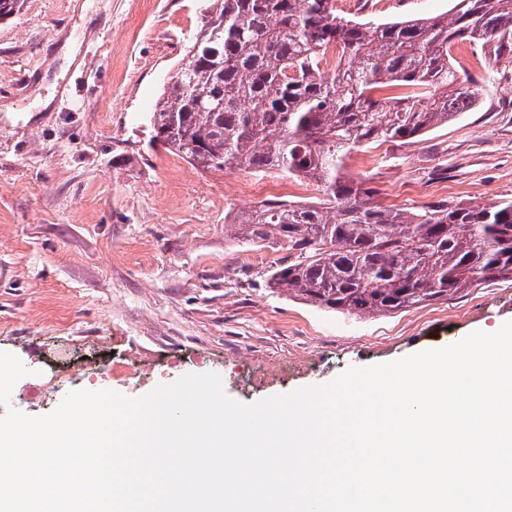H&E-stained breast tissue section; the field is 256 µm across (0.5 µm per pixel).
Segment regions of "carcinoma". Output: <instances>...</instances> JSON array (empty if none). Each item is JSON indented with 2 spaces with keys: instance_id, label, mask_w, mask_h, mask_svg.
Returning <instances> with one entry per match:
<instances>
[{
  "instance_id": "obj_1",
  "label": "carcinoma",
  "mask_w": 512,
  "mask_h": 512,
  "mask_svg": "<svg viewBox=\"0 0 512 512\" xmlns=\"http://www.w3.org/2000/svg\"><path fill=\"white\" fill-rule=\"evenodd\" d=\"M459 42L512 56V0H450L445 15L385 23L347 20L336 0H209L150 124L199 168L276 171L321 192L317 205L266 200L224 217L240 242L297 253L273 266L270 292L359 316L429 304L512 280V198L396 209L344 162L476 109L450 54Z\"/></svg>"
}]
</instances>
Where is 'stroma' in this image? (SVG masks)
<instances>
[{"mask_svg":"<svg viewBox=\"0 0 512 512\" xmlns=\"http://www.w3.org/2000/svg\"><path fill=\"white\" fill-rule=\"evenodd\" d=\"M449 0H336L384 23L448 11ZM201 0H25L0 20V352L40 383L49 349L99 365L129 399L213 372L249 405L367 367L442 349L512 321V281L487 282L389 315L329 312L270 293L286 246L224 234L227 211L266 199L317 201L276 172L203 171L151 142L149 116L201 21ZM474 111L402 144L358 148L349 177L386 206L512 198V60L453 49Z\"/></svg>","mask_w":512,"mask_h":512,"instance_id":"35a3bbf8","label":"stroma"}]
</instances>
